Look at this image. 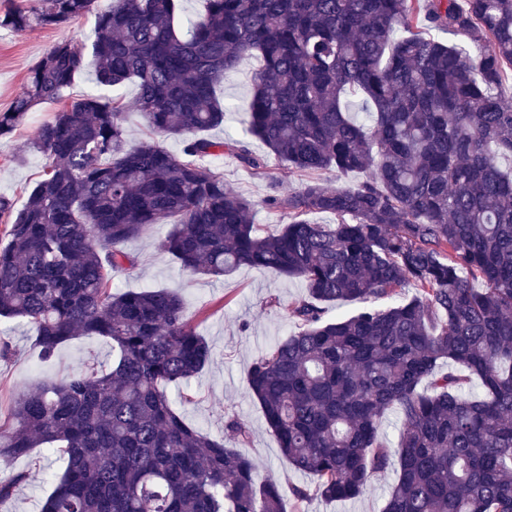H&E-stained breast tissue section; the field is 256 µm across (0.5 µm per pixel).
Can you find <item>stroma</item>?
Here are the masks:
<instances>
[{
	"label": "stroma",
	"mask_w": 512,
	"mask_h": 512,
	"mask_svg": "<svg viewBox=\"0 0 512 512\" xmlns=\"http://www.w3.org/2000/svg\"><path fill=\"white\" fill-rule=\"evenodd\" d=\"M94 27L95 17L88 14L58 28H37L24 33L0 29V111L12 104L30 69L51 47L66 39L91 42ZM260 65L257 56L245 57L218 85L217 95L227 111L223 126L211 130L212 138L245 137L252 78ZM57 108L54 102L40 105L24 125L0 139V196L22 202L26 191L41 179L46 159L33 148L32 142L37 127ZM213 166L223 173L227 185L253 202L255 224L269 231L281 224V216L262 204L264 181L226 156L214 159ZM166 232V226L157 225L127 241L125 249L136 257L137 264L115 273L113 285L121 290L167 288L177 293L192 325L212 349V357L201 372L180 386L166 387L174 409L189 426L215 439L223 438L228 416L246 423L251 436L239 451L257 463L260 479L279 485L285 512H382L396 478L392 467L374 475L369 488L358 499L315 497L295 506L292 488L309 484L310 478L288 465L258 402L249 393L247 377L252 362L262 351L295 332L289 307L305 295V283L262 268L243 267L219 279L182 270L158 249ZM272 297L277 303L271 307L267 301ZM0 329L7 333L11 343L9 358L0 360V424L7 423L13 400L21 390L64 377L92 356L102 368L112 365V343L100 336L75 337L63 344L54 357L46 359L31 326L5 320L0 322ZM64 467L63 457L41 448L0 464L2 478L19 472L28 475L15 496L0 503V512H39L42 500L52 489L50 474L61 472Z\"/></svg>",
	"instance_id": "1"
}]
</instances>
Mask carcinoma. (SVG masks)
I'll list each match as a JSON object with an SVG mask.
<instances>
[{
  "mask_svg": "<svg viewBox=\"0 0 512 512\" xmlns=\"http://www.w3.org/2000/svg\"><path fill=\"white\" fill-rule=\"evenodd\" d=\"M178 2L35 0L0 14L17 32L94 14L96 83L135 82L151 131L182 138L180 157L131 148L121 98L67 97L86 63L74 40L0 112L2 137L62 103L35 134L42 179L20 204L0 197V320L32 325L47 358L78 335L112 341L110 370L86 362L18 395L0 458H66L41 512H284L278 485L236 449L247 425L230 416L213 439L161 389L211 358L181 298L112 291V273L136 265L124 244L169 221L160 249L186 271L257 267L308 288L290 308L297 331L248 374L284 458L313 480L292 488L296 502L357 498L395 457L383 512H512V171L500 165L512 96L492 91L512 75V0H206L185 31ZM249 55L262 67L247 134L306 176L295 192L247 139L208 135L224 123L217 83ZM357 94L368 126L349 115ZM224 155L267 181L262 204L287 223L251 222L254 203L210 165ZM326 171L366 179L329 187ZM340 300L375 304L326 319ZM390 410L393 448L378 432ZM27 479L0 480V502Z\"/></svg>",
  "mask_w": 512,
  "mask_h": 512,
  "instance_id": "1",
  "label": "carcinoma"
}]
</instances>
